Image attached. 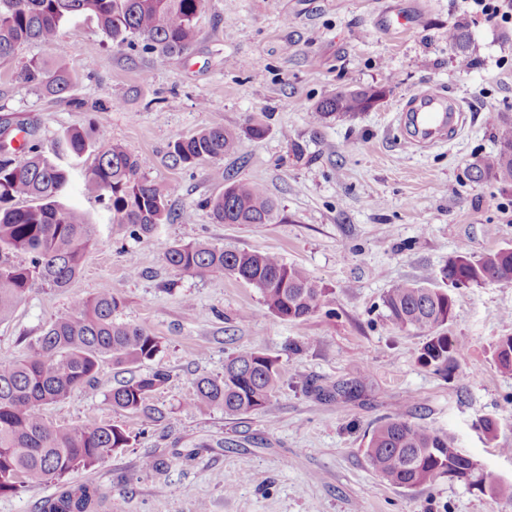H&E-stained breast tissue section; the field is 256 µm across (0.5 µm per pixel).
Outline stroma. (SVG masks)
Listing matches in <instances>:
<instances>
[{
	"label": "stroma",
	"instance_id": "obj_1",
	"mask_svg": "<svg viewBox=\"0 0 512 512\" xmlns=\"http://www.w3.org/2000/svg\"><path fill=\"white\" fill-rule=\"evenodd\" d=\"M410 15L409 28L382 26V11ZM461 26L473 64L460 69L448 28ZM197 39L162 57L142 41L118 47L87 16L56 44L34 42L0 59V114L34 125L43 147L65 130L97 122V142L121 141L181 219L131 239L105 202L87 192L85 155L64 201L82 209L97 243L70 287L33 286L0 323V362L24 357L46 325L103 285L121 286L118 321L161 341L151 360L103 363L93 387L48 405L64 427L111 422L131 436L93 469L25 482L0 495V512H41L63 485L94 484L97 512H512L508 496L448 477L409 491L378 477L365 454L373 430L393 412L453 435L503 486L512 485V372L494 350L512 335V286L454 287L447 335L462 350L452 371L421 359L424 330L394 326L386 291L436 278L448 260L479 258L512 245V190L469 181L467 167L496 149L499 113H512V25L474 19L463 0H204ZM64 52L76 73L67 100L25 83L28 59ZM382 87L368 111L326 123L316 103L342 86ZM437 88L462 111L446 139L407 147L399 111ZM263 138H242L235 154L193 167L173 165L171 144L220 123L253 118ZM257 184L277 202L274 224L213 223L205 199L225 175ZM177 241L277 254L328 288L315 315L288 321L263 312L257 288L222 273L200 278L170 268ZM277 359L281 384L251 415L190 406L194 381L219 375L228 355ZM160 369L167 382L149 403L153 422L113 409L119 382ZM497 423L494 439L479 419ZM149 459L162 469L145 468Z\"/></svg>",
	"mask_w": 512,
	"mask_h": 512
}]
</instances>
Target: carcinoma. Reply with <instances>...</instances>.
<instances>
[{"mask_svg": "<svg viewBox=\"0 0 512 512\" xmlns=\"http://www.w3.org/2000/svg\"><path fill=\"white\" fill-rule=\"evenodd\" d=\"M203 0H0V58L22 44H54L63 22L77 15L97 19L116 46L139 39L163 57L188 50L197 36V17ZM448 42L457 50V64L471 65L465 35L448 28ZM21 79L56 99H63L76 74L63 54L45 60L31 58ZM383 88L344 86L323 98L311 112L322 123L336 115L354 116L369 110ZM0 128L22 133L0 141V321L8 319L36 283L64 290L81 271L85 255L96 245L94 227L84 212L68 207L61 197L69 182V168L42 151L36 128L11 114L0 116ZM95 125L66 131V155L82 158L94 143ZM240 134L221 125L205 127L176 140L170 147L174 164L192 166L220 161L235 152ZM497 150L467 168L475 182L494 180L512 187V115L498 117ZM145 161L124 144L113 141L100 148L86 169V186L107 197L112 223L125 224L134 239L150 237L161 224L176 219L163 192L144 174ZM217 224H271L278 207L258 185L225 179L224 192L207 201ZM22 253L29 262L9 254ZM165 261L172 269L195 276L222 272L257 288L265 311L284 320H304L325 304L327 291L308 272L286 264L278 256L230 250L189 242L170 247ZM452 284L512 285V247L493 250L479 259L458 255L440 269ZM123 303L120 286L106 285L75 303L71 312L48 323L34 349L23 359L0 362V494L16 493L20 478H62L74 470L91 469L130 444L121 426L95 423L62 427L49 421L45 406L72 392L93 386L102 363L135 365L152 359L159 338L137 325L115 321ZM387 317L396 326L433 331L448 324L453 298L430 282L403 281L383 299ZM462 345L440 333L429 338L422 358L443 365L460 353ZM500 368L512 371V336L496 347ZM167 374L155 370L120 383L108 398L112 407L142 414L154 422L164 413L148 404ZM278 361L260 351L240 353L226 360L224 375H202L194 382L191 404L198 409L222 408L237 416L266 407L279 387ZM378 476L389 484L415 490L447 476L490 496L504 488L489 480L478 460L463 453L454 437L414 425L402 414L387 418L372 433L365 449ZM98 489L92 484L71 487L42 507V512H93Z\"/></svg>", "mask_w": 512, "mask_h": 512, "instance_id": "obj_1", "label": "carcinoma"}]
</instances>
